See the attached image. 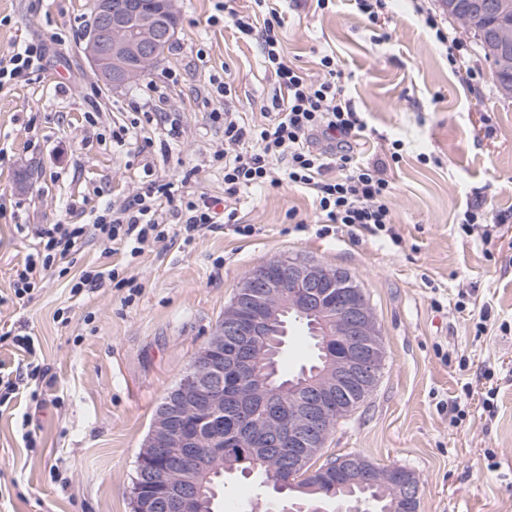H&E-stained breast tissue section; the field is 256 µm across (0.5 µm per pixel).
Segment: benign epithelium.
<instances>
[{
  "label": "benign epithelium",
  "instance_id": "1",
  "mask_svg": "<svg viewBox=\"0 0 512 512\" xmlns=\"http://www.w3.org/2000/svg\"><path fill=\"white\" fill-rule=\"evenodd\" d=\"M158 11L144 13L130 4L118 10L113 0H96L92 31L84 54L94 74L113 88H122L157 64L156 46L173 40L160 16L180 12V0H155ZM512 41V30L491 34L487 51L493 67L512 73V55L501 50ZM312 320L318 335L334 340L342 353L331 358L314 380L292 391L291 403L282 391L268 394L270 378L259 370L254 347L272 335L287 313ZM234 353H224V337ZM384 352L376 319L356 279L342 268L315 261L274 258L248 271L224 309V318L200 349L176 386L154 414L144 450L129 490L134 512H150L160 501L165 512H195L197 490L182 469L185 460L199 463L197 438L218 434L224 405V370L254 381L263 393L259 409L240 405V435L266 446L283 441L288 453L323 448L338 422L373 391ZM346 481L378 483L397 491L398 512H418L420 485L415 475L397 468H378L358 456L340 459Z\"/></svg>",
  "mask_w": 512,
  "mask_h": 512
}]
</instances>
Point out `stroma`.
<instances>
[{"mask_svg":"<svg viewBox=\"0 0 512 512\" xmlns=\"http://www.w3.org/2000/svg\"><path fill=\"white\" fill-rule=\"evenodd\" d=\"M290 65L321 78L336 54L346 93L367 129L362 161L390 166L396 238L319 234L311 193L295 185L231 199L240 223L211 224L191 245H151L126 269L138 294L105 282L75 297L71 279L107 267L87 243L67 272L47 271L32 299L11 297L18 263L38 225L85 224L91 209L123 204L147 179L224 196L214 163L223 129L206 119L229 110L242 125L270 122L278 86L261 46L216 17V0H181L166 57L121 89L96 77L83 53L88 0H0V56L27 42L49 54L29 81L0 90V326L36 336L49 384L42 402L0 410V512H130L129 488L156 410L224 316L245 273L285 256L347 270L376 317L384 361L367 401L337 426L323 459L359 454L419 480L420 512H512V98L476 89L450 68L445 49L394 0L391 39L377 43L352 0H281ZM231 92L204 89L210 76ZM153 85L165 119L143 109ZM504 217L498 238L465 236L477 201ZM295 210L307 220L296 229ZM490 308L485 332L476 323ZM496 389L495 412L481 394ZM31 412L36 445L17 422ZM257 478L230 479L218 512H281Z\"/></svg>","mask_w":512,"mask_h":512,"instance_id":"35a3bbf8","label":"stroma"}]
</instances>
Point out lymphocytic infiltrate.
<instances>
[{"label":"lymphocytic infiltrate","instance_id":"lymphocytic-infiltrate-1","mask_svg":"<svg viewBox=\"0 0 512 512\" xmlns=\"http://www.w3.org/2000/svg\"><path fill=\"white\" fill-rule=\"evenodd\" d=\"M257 11L241 15L219 4L232 25L246 38L257 39L266 62L286 95L271 102L275 117L270 123L248 128L234 113L213 111L212 123L222 126L225 143L235 153H221L224 162V194L235 197L251 188H276L290 182L308 189L324 225L323 232L364 229L390 235L393 222L389 207V161L362 163L353 144L367 124L342 83L336 58L320 59L322 78L313 80L288 66L282 54L283 18L268 0H254ZM46 56L43 43L29 42L0 58V89L26 82ZM206 195H176L173 183L151 182L120 207L105 206L86 224H44L37 228L35 244L16 269L12 292L16 299L32 298L41 276L79 251L85 238L95 239L104 253L125 251L140 256L153 243L178 233L191 243L196 231L209 224L234 225L238 234L251 235L254 227L239 224L235 211H217ZM8 343L27 356L16 369L0 366V407L19 396L38 402L37 392H26L25 379H45L46 370L36 357L35 339L13 329L0 328V344Z\"/></svg>","mask_w":512,"mask_h":512}]
</instances>
